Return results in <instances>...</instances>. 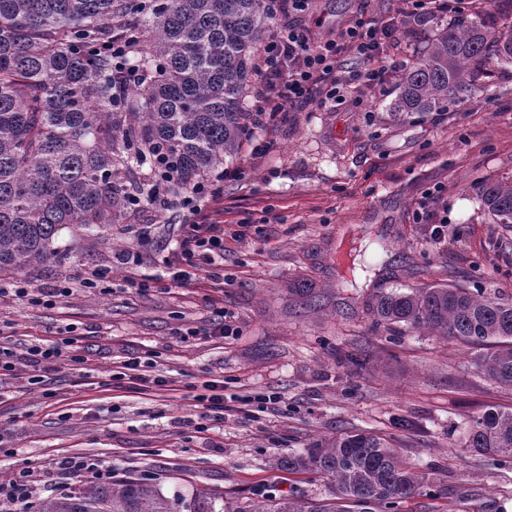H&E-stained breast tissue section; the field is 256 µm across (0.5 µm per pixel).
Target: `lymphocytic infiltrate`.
<instances>
[{"instance_id":"f902f5d3","label":"lymphocytic infiltrate","mask_w":512,"mask_h":512,"mask_svg":"<svg viewBox=\"0 0 512 512\" xmlns=\"http://www.w3.org/2000/svg\"><path fill=\"white\" fill-rule=\"evenodd\" d=\"M402 27V22L395 19L380 26L359 18L341 29L336 38L326 41L316 40L307 28L300 26L285 25L277 29L257 54L256 79L250 90L253 105L245 118L251 156L258 158L267 152L268 136L288 110L314 103L322 105L336 97L343 82L338 69L342 53L353 52L364 62V70L355 72L353 78L368 86L382 85L390 70H403V63L388 64L382 49L384 40L394 37ZM239 174L236 168L217 171L181 198L179 205L190 214L193 232L182 240L178 252L162 259L173 285L184 284L186 267L199 264L215 267L223 258L224 228L210 223L204 204L218 199L224 181ZM74 343V337L70 336L48 344L29 343L19 350L0 344V377L14 376L22 366L30 372V384L38 385L47 374L57 371L61 360H68L73 369H80L86 362L85 356L65 353Z\"/></svg>"}]
</instances>
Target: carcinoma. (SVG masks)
I'll use <instances>...</instances> for the list:
<instances>
[{
	"label": "carcinoma",
	"mask_w": 512,
	"mask_h": 512,
	"mask_svg": "<svg viewBox=\"0 0 512 512\" xmlns=\"http://www.w3.org/2000/svg\"><path fill=\"white\" fill-rule=\"evenodd\" d=\"M263 0H0V270L61 258L63 226L122 224L158 184L148 159L168 160L176 198L238 154L247 135L244 90L265 30ZM134 41L124 84L102 43ZM512 63V33L456 19L408 62L393 113L442 110L471 91L493 58ZM494 223L512 229V180L476 188ZM387 329L426 328L484 350L477 366L512 388V302L460 283L381 288L369 301ZM467 447L512 459V411L470 419ZM291 472L332 482L334 501L258 500L237 512H379L421 492L426 477L370 432L341 433L281 458ZM35 512H175L144 479L90 483Z\"/></svg>",
	"instance_id": "carcinoma-1"
}]
</instances>
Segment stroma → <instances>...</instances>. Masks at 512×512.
I'll use <instances>...</instances> for the list:
<instances>
[{"label": "stroma", "instance_id": "obj_1", "mask_svg": "<svg viewBox=\"0 0 512 512\" xmlns=\"http://www.w3.org/2000/svg\"><path fill=\"white\" fill-rule=\"evenodd\" d=\"M403 0H312L302 15L315 38H335L353 18L385 24ZM461 16L512 32V0H460ZM447 19L407 28L383 45L387 60L424 48ZM397 75L371 89L288 112L268 153L224 183L211 206L224 227V283L193 270L181 287L156 260L192 230L185 211L140 208L112 229H62L60 261L0 272V334L16 345L55 340L74 327L84 370L61 367L48 389L19 375L0 385V480L62 454L98 456L116 480L144 478L170 498L197 496L217 512L270 497H330L321 474L280 466L289 452L337 434L372 431L425 472L428 485L399 512H512V461L466 446L468 418L511 408L512 390L475 363L476 348L427 329L375 326L366 301L377 288L477 284L512 302V231L494 223L474 191L512 179V65L490 62L469 95L448 110L394 116ZM447 218L434 243L425 211ZM109 269L108 288L87 287ZM150 279L141 290L136 281ZM313 283L318 304L293 292ZM17 288L62 289L52 304ZM229 338L209 335L219 321ZM187 341H180L181 333ZM131 357L177 385L224 383L230 413L206 435L179 425L192 400L136 385L111 388ZM275 394L276 408L238 410L239 396Z\"/></svg>", "mask_w": 512, "mask_h": 512}]
</instances>
